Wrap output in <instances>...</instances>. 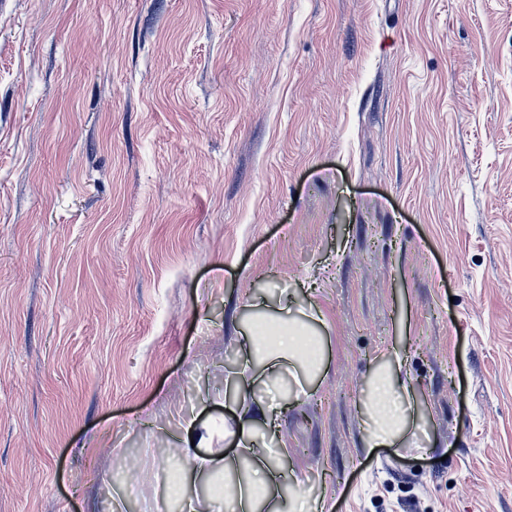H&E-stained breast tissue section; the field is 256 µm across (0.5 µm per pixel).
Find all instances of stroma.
Segmentation results:
<instances>
[{"label":"stroma","instance_id":"obj_1","mask_svg":"<svg viewBox=\"0 0 512 512\" xmlns=\"http://www.w3.org/2000/svg\"><path fill=\"white\" fill-rule=\"evenodd\" d=\"M284 297L302 493L512 512V0H0V512H179ZM414 383L403 360H397L388 376H378L370 384V407L380 420L369 430L371 448L390 447L412 427L410 408L397 402L411 397Z\"/></svg>","mask_w":512,"mask_h":512}]
</instances>
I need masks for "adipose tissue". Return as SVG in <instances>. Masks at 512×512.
Returning <instances> with one entry per match:
<instances>
[{
    "label": "adipose tissue",
    "mask_w": 512,
    "mask_h": 512,
    "mask_svg": "<svg viewBox=\"0 0 512 512\" xmlns=\"http://www.w3.org/2000/svg\"><path fill=\"white\" fill-rule=\"evenodd\" d=\"M241 371L233 381L234 395L224 420V445L212 447L213 427L187 426L186 449L174 482L161 488V499L176 498L181 512H209L211 500L224 499L230 512H323L324 499L296 498L293 508H286L282 487L289 474L285 463L288 448L277 453L259 447L257 431L269 438L280 436L279 418L286 404L280 398L261 400L248 393L265 378L288 373L298 387L297 398L310 396L308 382L320 368L321 359L312 352L314 338L305 325L296 323L274 326L270 332H254ZM414 383L404 362H396L391 373L376 377L370 384V406L379 420L369 431L374 448L389 447L408 433L412 416L402 401L410 397ZM211 482L210 499L201 498L199 484Z\"/></svg>",
    "instance_id": "ef3b65f1"
}]
</instances>
